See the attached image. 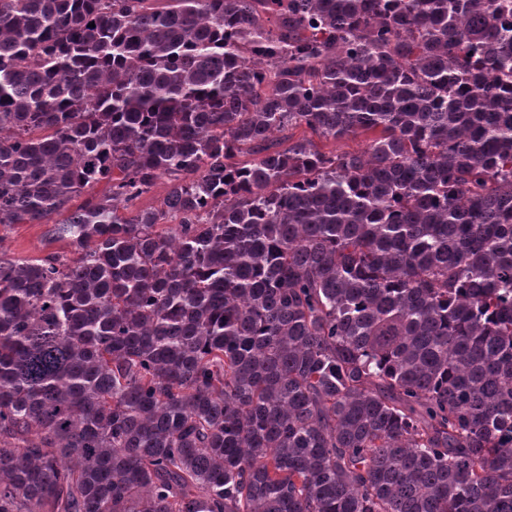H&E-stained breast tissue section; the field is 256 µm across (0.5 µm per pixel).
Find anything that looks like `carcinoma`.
Instances as JSON below:
<instances>
[{
    "label": "carcinoma",
    "instance_id": "cac0c4a2",
    "mask_svg": "<svg viewBox=\"0 0 512 512\" xmlns=\"http://www.w3.org/2000/svg\"><path fill=\"white\" fill-rule=\"evenodd\" d=\"M15 224L0 512H512V0H0ZM51 224H16L0 245L11 258H41L51 253L68 252L70 248L62 240L55 239Z\"/></svg>",
    "mask_w": 512,
    "mask_h": 512
}]
</instances>
